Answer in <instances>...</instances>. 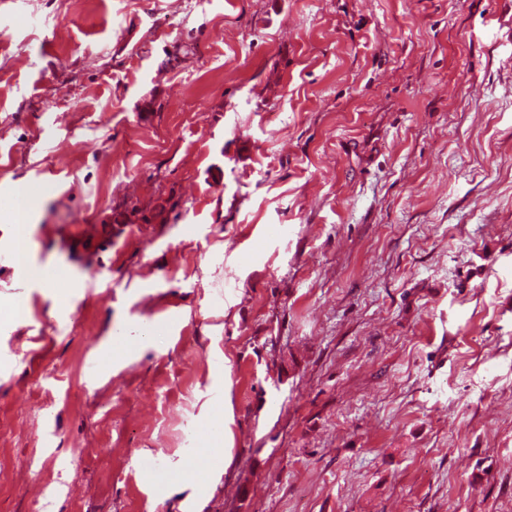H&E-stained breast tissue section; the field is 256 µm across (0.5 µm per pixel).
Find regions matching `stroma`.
Wrapping results in <instances>:
<instances>
[{
  "mask_svg": "<svg viewBox=\"0 0 512 512\" xmlns=\"http://www.w3.org/2000/svg\"><path fill=\"white\" fill-rule=\"evenodd\" d=\"M172 2L0 0V512H512V0Z\"/></svg>",
  "mask_w": 512,
  "mask_h": 512,
  "instance_id": "35a3bbf8",
  "label": "stroma"
}]
</instances>
